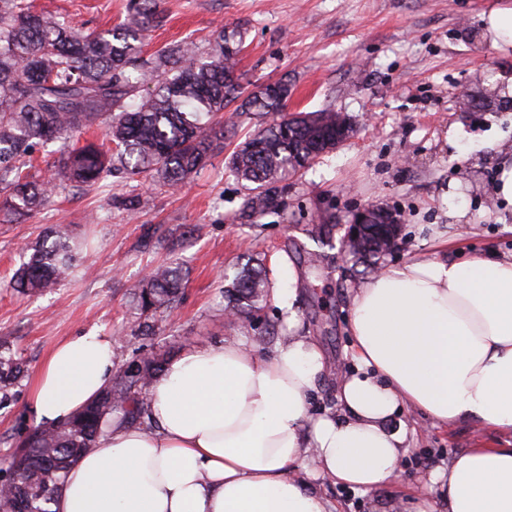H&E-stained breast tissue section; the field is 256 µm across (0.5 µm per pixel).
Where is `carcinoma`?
<instances>
[{"mask_svg":"<svg viewBox=\"0 0 512 512\" xmlns=\"http://www.w3.org/2000/svg\"><path fill=\"white\" fill-rule=\"evenodd\" d=\"M159 4L133 0L117 26L84 31L48 11H35L29 0H0V212L21 218L40 211L60 185L31 175L36 148L64 143L102 121L104 140L63 147L58 171L64 180L96 187L126 170L175 190L205 167L224 139V124L213 121L216 114L234 103L235 113L273 116L235 147L229 162L235 177L247 182L246 207L258 216L281 209L280 183L289 174L336 149L321 142L336 139V110L289 114L287 99L268 86L242 96L240 39L221 34L208 51L186 41L153 61L143 58L142 41ZM468 103L491 112L512 108V99L498 93ZM396 232L394 212L376 207L347 248L372 261ZM79 248L68 229H50L15 271L13 285L25 292L51 290L74 274ZM183 282L181 268L159 265L133 298L142 310L160 314L176 301ZM267 288L262 262L241 267L225 290V310L249 314L266 299ZM166 362L153 354L141 361L142 369L119 371L96 400L67 421L30 430L13 454L12 491L0 498L4 512H17L16 497L22 494L32 512H51L69 466L112 426V418L144 417L147 391ZM24 373L22 360L0 345V391Z\"/></svg>","mask_w":512,"mask_h":512,"instance_id":"obj_1","label":"carcinoma"}]
</instances>
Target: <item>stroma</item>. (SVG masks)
<instances>
[{"instance_id":"stroma-1","label":"stroma","mask_w":512,"mask_h":512,"mask_svg":"<svg viewBox=\"0 0 512 512\" xmlns=\"http://www.w3.org/2000/svg\"><path fill=\"white\" fill-rule=\"evenodd\" d=\"M59 20L107 29L127 16L128 0H35ZM512 0H161L144 55L217 34L241 33L238 72L246 91L277 81L290 86L289 112L327 107L347 113L356 134L292 175L282 215L244 209L246 184L228 160L258 118H238L224 148L181 190L169 192L126 173L95 188L66 186L21 223L0 221V343L27 365L0 403V451L14 450L35 427L33 378L50 350L90 328L112 339L115 369L151 352L176 355L191 346L245 337L268 356L285 325L273 302L248 317L224 310V273L249 258L280 254L300 275L301 332L323 351L326 371L310 412H338L337 382L351 372V298L373 268L347 256L341 242L352 214L366 206L400 215V248L378 266L433 256L440 247L468 255H512V205L494 193L504 149L512 147L511 112H464L463 94L512 93V47H495L483 18ZM135 196L136 210L113 198ZM464 218H456L457 210ZM56 224L82 243L77 273L46 294H26L8 282L23 254ZM177 261L185 272L173 309L157 335L131 298L150 266ZM406 450L388 484L363 493L316 480L312 486L337 512H413L412 490L457 455L500 433L463 421L444 427L403 410L390 420Z\"/></svg>"}]
</instances>
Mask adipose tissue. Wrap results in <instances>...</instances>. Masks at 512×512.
I'll use <instances>...</instances> for the list:
<instances>
[{
    "label": "adipose tissue",
    "mask_w": 512,
    "mask_h": 512,
    "mask_svg": "<svg viewBox=\"0 0 512 512\" xmlns=\"http://www.w3.org/2000/svg\"><path fill=\"white\" fill-rule=\"evenodd\" d=\"M288 334L271 356L246 340L190 347L154 378L146 423L113 424L69 469L53 512H333L309 479L360 490L398 471L401 408L512 432V258L434 256L382 270L351 304L354 373L340 416H312L326 361L298 335L294 270L269 290ZM114 374L112 340L56 345L33 384L37 423L67 420ZM421 512H512V448L479 446L417 488Z\"/></svg>",
    "instance_id": "ef3b65f1"
}]
</instances>
